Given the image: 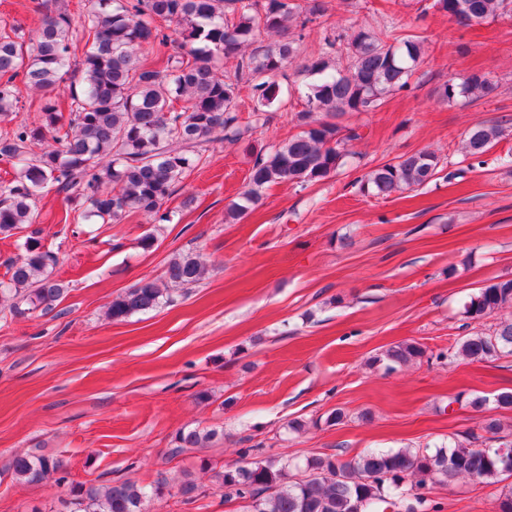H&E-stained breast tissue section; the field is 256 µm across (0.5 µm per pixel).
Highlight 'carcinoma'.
I'll return each mask as SVG.
<instances>
[{"label": "carcinoma", "instance_id": "carcinoma-1", "mask_svg": "<svg viewBox=\"0 0 512 512\" xmlns=\"http://www.w3.org/2000/svg\"><path fill=\"white\" fill-rule=\"evenodd\" d=\"M434 9L460 24L512 12V0H433ZM327 0H83L80 25L65 10L46 5L35 38L18 27L0 33V122L11 127L0 134V156L16 165L9 180L0 181V236L28 229L21 253L7 264L0 297L13 316L38 309L47 312L68 286L53 276L57 257L41 243L37 202L46 193L62 197V221L75 213L87 224H116L135 213L161 212L174 188L205 162L213 144L239 142L266 124V108L279 96L276 77L291 63L296 39L308 24L327 15ZM172 26L165 31L156 22ZM260 30L281 40L250 54L247 47ZM162 56V67H146L139 54ZM422 55V44L388 30L358 28L328 34L317 56L302 66L306 84L304 107L297 113L303 130L273 145L253 164L247 189L228 211L237 220L258 207L263 190L282 182L298 186L327 179L342 165L346 145L360 135L337 120L349 112L378 108L386 96L408 86ZM220 59L237 60L234 74L219 71ZM71 81L64 103L52 96L65 76ZM257 95L253 119L243 124L236 112L240 86ZM494 83L474 73L460 84L438 89L442 102L456 97L480 98ZM41 93L39 125L17 120L23 91ZM503 136L496 125L478 124L462 142L465 155H485ZM441 171V158L418 151L384 164L361 180L360 190L384 197L429 184ZM208 268L198 254L187 253L167 266L165 279L194 286ZM167 289L143 279L112 300L107 317L123 321L159 307ZM512 308V279H494L479 288L465 306L466 317L481 323ZM427 350L417 341H402L384 353L387 368L422 360ZM512 355V318L492 330L460 337L441 358L486 362ZM494 403L512 410V391L494 399L476 395L472 407ZM483 430L498 441L481 448L471 440L456 441L433 452L420 448L367 450L351 459L341 454L311 458L301 467L290 459L249 461L246 455L216 474L224 500L238 501L243 512H419L434 486L459 476L487 485L512 477V440L500 435L499 420H485ZM215 431L181 428L175 451L204 448ZM13 479L39 484L67 480L56 456H17ZM164 483L140 485L125 480L73 487L70 512H147L161 498Z\"/></svg>", "mask_w": 512, "mask_h": 512}]
</instances>
